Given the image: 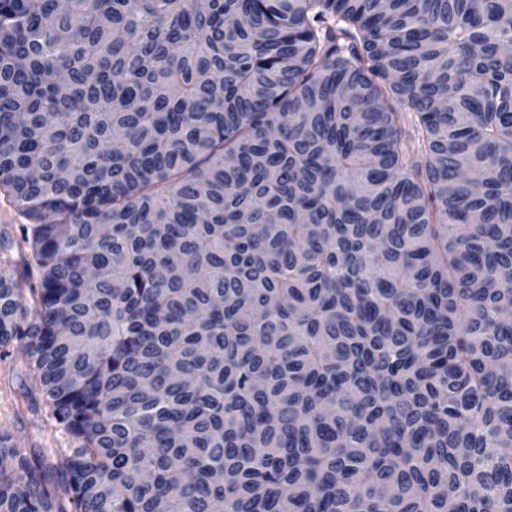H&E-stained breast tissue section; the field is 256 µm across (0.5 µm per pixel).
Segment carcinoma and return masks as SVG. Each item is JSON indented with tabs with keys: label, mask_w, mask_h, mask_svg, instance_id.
Here are the masks:
<instances>
[{
	"label": "carcinoma",
	"mask_w": 512,
	"mask_h": 512,
	"mask_svg": "<svg viewBox=\"0 0 512 512\" xmlns=\"http://www.w3.org/2000/svg\"><path fill=\"white\" fill-rule=\"evenodd\" d=\"M512 0H0V512H512ZM7 363H0V428L9 429L15 436L18 446L21 448L53 449L59 446L58 434L45 420L43 405L39 397L33 403L34 413L23 404V411L17 418L14 411L13 399L17 398V385L19 379H15L14 373H9Z\"/></svg>",
	"instance_id": "carcinoma-1"
}]
</instances>
